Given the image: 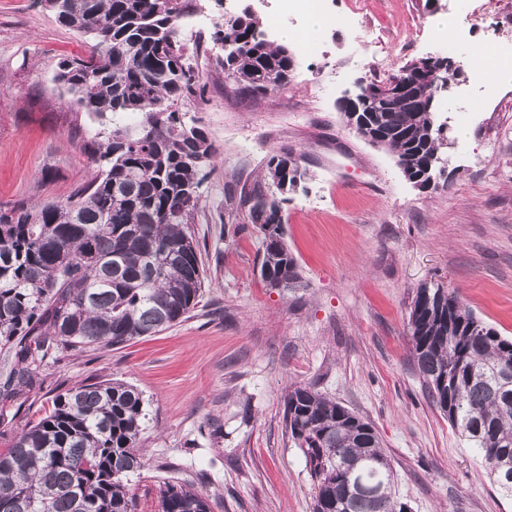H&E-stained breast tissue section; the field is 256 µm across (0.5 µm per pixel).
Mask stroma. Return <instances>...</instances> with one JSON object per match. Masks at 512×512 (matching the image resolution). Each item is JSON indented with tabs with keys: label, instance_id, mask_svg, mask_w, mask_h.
I'll list each match as a JSON object with an SVG mask.
<instances>
[{
	"label": "stroma",
	"instance_id": "1",
	"mask_svg": "<svg viewBox=\"0 0 512 512\" xmlns=\"http://www.w3.org/2000/svg\"><path fill=\"white\" fill-rule=\"evenodd\" d=\"M488 2L372 0L355 16L333 0L312 38L319 53L299 49L288 88L255 97L213 67L224 0H193L178 35L201 81L180 109L218 150L191 226L202 295L157 335L46 360L21 413L0 423V452L66 388L119 379L147 403L146 466L128 481L135 512H158L168 483L201 489L210 512H312L316 481L283 418L289 384H309L376 428L407 512H512V498L427 399L408 329L416 289L438 284L512 339V81L492 80L493 96L466 70L457 97L440 100L444 189L408 182L395 155L356 135L338 110L358 79L441 55L440 16L465 24L459 58L487 41L512 53V24L466 25ZM90 45L44 0H0V204L64 201L94 175L84 145L99 124L55 80L58 60L87 57ZM281 152L302 158L307 179L283 207L300 278L273 288L260 277L262 235L245 195Z\"/></svg>",
	"mask_w": 512,
	"mask_h": 512
}]
</instances>
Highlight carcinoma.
<instances>
[{
  "instance_id": "1",
  "label": "carcinoma",
  "mask_w": 512,
  "mask_h": 512,
  "mask_svg": "<svg viewBox=\"0 0 512 512\" xmlns=\"http://www.w3.org/2000/svg\"><path fill=\"white\" fill-rule=\"evenodd\" d=\"M57 19L92 38L86 58L65 57L56 80L105 126L85 144L98 165L64 203L0 206V352L9 364L0 400L22 408L38 366L61 349L84 351L153 336L180 322L202 293L203 269L189 233L201 204L199 173L217 154L180 105L199 75L186 63L177 20L192 0H64ZM246 6L224 15L213 37L224 79L254 96L285 89L295 50L264 37ZM390 79L412 88L356 108L397 157L405 178L429 181L445 138L425 85L407 63ZM307 175L290 153L271 155L264 179L275 188L246 198L263 235L261 279H299L284 242L282 204ZM412 356L429 401L481 456L498 489L512 497V341L454 293L417 288L408 321ZM144 399L117 381L80 383L0 454V512H134L128 478L144 467L138 435ZM284 419L317 479L313 512H405L376 429L306 385L288 389ZM159 512H209L205 495L169 485Z\"/></svg>"
}]
</instances>
